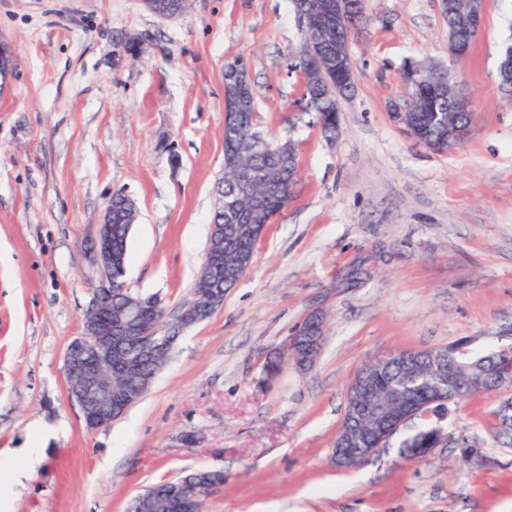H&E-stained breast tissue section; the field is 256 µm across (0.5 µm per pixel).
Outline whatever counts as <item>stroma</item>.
<instances>
[{
  "label": "stroma",
  "mask_w": 512,
  "mask_h": 512,
  "mask_svg": "<svg viewBox=\"0 0 512 512\" xmlns=\"http://www.w3.org/2000/svg\"><path fill=\"white\" fill-rule=\"evenodd\" d=\"M365 12L330 141L290 67L304 35L289 0H190L176 18L142 0H0L14 49L0 90V468L43 441L9 512H126L192 469L224 473L206 512H512L496 415L512 386L449 405L444 425L466 447L333 458L365 366L461 338L483 354L512 345V102L497 91L512 0H486L454 61L437 0H365ZM239 58L255 123L293 142L299 184L223 305L183 330L141 399L87 431L64 354L93 303L106 202L121 192L137 206L128 288L176 318L209 243L224 66ZM409 60L450 65L473 98L459 145L430 149L393 118ZM313 314L315 361L268 373Z\"/></svg>",
  "instance_id": "35a3bbf8"
}]
</instances>
